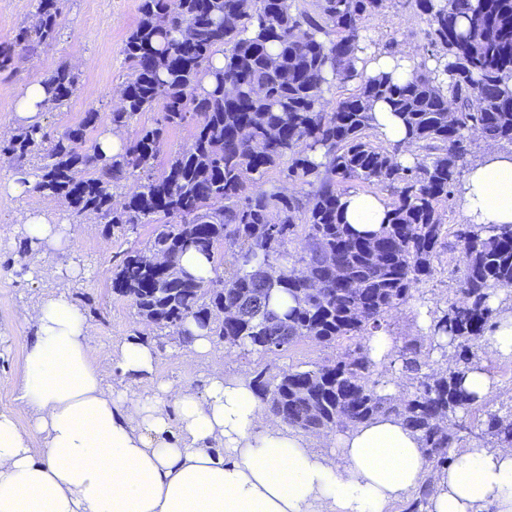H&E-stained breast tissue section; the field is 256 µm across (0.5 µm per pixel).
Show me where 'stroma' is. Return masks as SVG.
<instances>
[{
  "instance_id": "stroma-1",
  "label": "stroma",
  "mask_w": 512,
  "mask_h": 512,
  "mask_svg": "<svg viewBox=\"0 0 512 512\" xmlns=\"http://www.w3.org/2000/svg\"><path fill=\"white\" fill-rule=\"evenodd\" d=\"M138 6L139 0H69L59 18L57 43L33 60L20 61L14 77L0 78V133L12 130L13 109L23 93L63 61L78 69L80 88L66 111L44 110L43 125L56 131L92 109L99 112L101 121H108L112 92L125 72L122 49L138 22ZM425 29L414 0H400L371 20L369 34L380 43L395 41L415 55L424 42ZM11 178L10 170L0 166V411H14L23 425L27 415L16 407L15 388L23 373L27 349L29 328L25 316L35 304L65 292L80 305L92 327V355L112 384L120 380L112 350L135 335L139 321L129 301L111 288L116 257L126 247L118 232L93 220L81 225L73 223L68 210L60 208L51 197L33 194L8 198L5 185ZM37 212L51 223L69 225L72 243L54 253L55 275L25 278L7 262L20 239L19 225L26 214ZM73 266L79 268L78 276L69 275ZM257 363L256 355L228 350L220 344L215 345L211 358L198 360L172 341L158 352L155 377L176 386L198 387L214 368H222L228 374L250 373Z\"/></svg>"
}]
</instances>
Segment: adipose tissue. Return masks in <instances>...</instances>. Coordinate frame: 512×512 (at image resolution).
<instances>
[{
    "instance_id": "1",
    "label": "adipose tissue",
    "mask_w": 512,
    "mask_h": 512,
    "mask_svg": "<svg viewBox=\"0 0 512 512\" xmlns=\"http://www.w3.org/2000/svg\"><path fill=\"white\" fill-rule=\"evenodd\" d=\"M462 197L471 223L512 224V154L472 165ZM341 203L355 230L387 220L381 196ZM28 321L16 397L28 422L0 412V512H390L429 476L417 433L396 416L356 425L320 454L265 416L243 375L215 371L199 389L159 382L133 397L157 362L137 336L114 348L122 384H108L66 293ZM433 478L431 512H512V448L467 449Z\"/></svg>"
}]
</instances>
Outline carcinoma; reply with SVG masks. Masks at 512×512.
<instances>
[{
	"instance_id": "1",
	"label": "carcinoma",
	"mask_w": 512,
	"mask_h": 512,
	"mask_svg": "<svg viewBox=\"0 0 512 512\" xmlns=\"http://www.w3.org/2000/svg\"><path fill=\"white\" fill-rule=\"evenodd\" d=\"M65 0H34L30 21L0 44V74L59 38ZM388 0H140L139 20L122 53L127 65L109 132L124 134L160 106L154 123L120 152L98 151L99 112L52 134L18 123L0 136V161L24 192L67 203L71 217L93 216L120 231L126 250L112 290L138 317L188 343L193 321L229 349L279 356L303 339L345 346L334 360L273 373L253 386L270 413L292 429L343 431L392 414L418 432L429 471L445 470L474 445L512 448V403L493 410L464 384L488 368L487 333L498 325L499 292L512 295V224H443L440 204L462 186L471 136L512 144V0H415L427 41L411 76H366L357 54L394 49L367 34ZM224 65L216 67V56ZM61 110L79 74L61 63L41 81ZM348 88L345 96L336 89ZM390 105L414 144L374 132V106ZM188 126L186 144L155 160L167 130ZM321 160H316V157ZM300 186L288 194L259 183L272 172ZM355 182L390 190V218L361 235L340 218ZM151 234L140 240V228ZM235 266L204 280L184 271L195 251ZM463 261L459 293L431 302L422 285L443 251ZM291 300L279 311L271 301ZM416 300L427 335L390 338L380 360L371 341L386 318ZM395 384L399 395L384 393ZM426 479L401 512H428Z\"/></svg>"
}]
</instances>
